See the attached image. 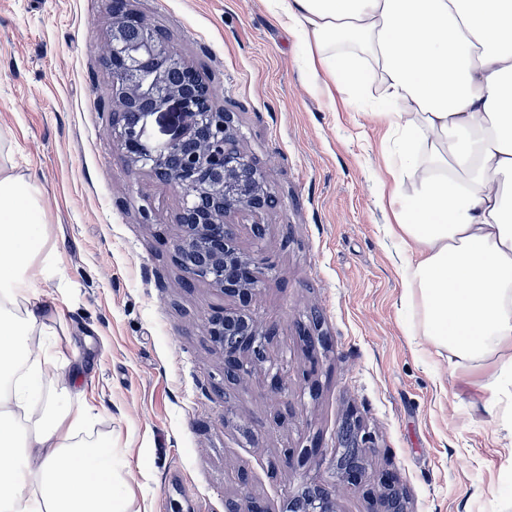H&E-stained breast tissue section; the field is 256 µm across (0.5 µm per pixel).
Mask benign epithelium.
I'll list each match as a JSON object with an SVG mask.
<instances>
[{"instance_id":"benign-epithelium-1","label":"benign epithelium","mask_w":512,"mask_h":512,"mask_svg":"<svg viewBox=\"0 0 512 512\" xmlns=\"http://www.w3.org/2000/svg\"><path fill=\"white\" fill-rule=\"evenodd\" d=\"M154 58L161 69L146 74L140 63ZM106 62L112 79V100L117 111L112 125L124 151L128 172L148 171L168 185L182 199L178 214L180 235L165 242L179 266L195 280L233 301L206 316L207 336L212 347L224 358V368L235 372L243 382L252 367L266 357L274 332L261 330L253 320L251 305L261 288L257 275L259 259L241 250L231 216L250 212L256 216L267 209L264 175L238 145L234 113L212 104L208 87L196 70L174 55L159 38L146 18L130 9L127 0L112 10V29L107 43ZM174 69L180 80L172 82L166 70ZM176 109L182 124L164 143L148 141L147 124L157 112ZM251 169L247 180L240 177ZM237 336L242 343L229 347L224 337ZM368 459L359 466L338 472L347 487L365 486ZM383 492L371 500L379 508L371 512H395L392 493L400 491L396 482L385 477ZM311 503L308 512H335L334 502L319 486L305 488ZM227 512H266L255 498L245 497Z\"/></svg>"}]
</instances>
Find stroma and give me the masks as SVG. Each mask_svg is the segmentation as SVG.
Returning <instances> with one entry per match:
<instances>
[{
  "label": "stroma",
  "mask_w": 512,
  "mask_h": 512,
  "mask_svg": "<svg viewBox=\"0 0 512 512\" xmlns=\"http://www.w3.org/2000/svg\"><path fill=\"white\" fill-rule=\"evenodd\" d=\"M130 6L234 113L276 199L258 219L262 238L252 215L233 222L241 248L262 258L252 315L274 330L271 365L292 393L274 396L262 365L248 383L225 381L204 322L224 300L187 281L160 243L178 234L181 201L151 173L126 171L105 55L110 0H0V131L49 199L61 268L42 307L126 460L128 512H224L247 492L287 512L310 482L331 490L336 512H368L366 492L384 471L397 475L408 512H512V451L486 396L447 360H424L403 329L377 198L380 104L315 88L267 0ZM313 325L332 338L315 363L300 338ZM352 412L374 437L363 490L336 478ZM314 439L318 462L272 475L285 450Z\"/></svg>",
  "instance_id": "35a3bbf8"
}]
</instances>
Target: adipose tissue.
<instances>
[{"mask_svg": "<svg viewBox=\"0 0 512 512\" xmlns=\"http://www.w3.org/2000/svg\"><path fill=\"white\" fill-rule=\"evenodd\" d=\"M303 69L375 87L378 183L417 346L481 384L512 441V0H269ZM0 137V512H125L126 462L66 372L41 288L58 278L47 198Z\"/></svg>", "mask_w": 512, "mask_h": 512, "instance_id": "adipose-tissue-1", "label": "adipose tissue"}]
</instances>
